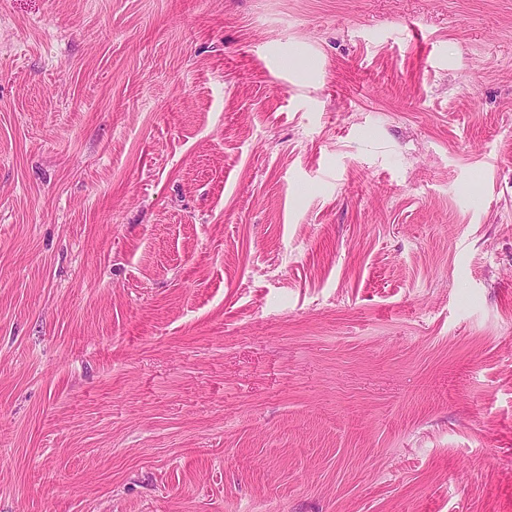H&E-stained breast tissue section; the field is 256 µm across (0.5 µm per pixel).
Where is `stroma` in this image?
<instances>
[{
    "mask_svg": "<svg viewBox=\"0 0 512 512\" xmlns=\"http://www.w3.org/2000/svg\"><path fill=\"white\" fill-rule=\"evenodd\" d=\"M0 512H512V0H0Z\"/></svg>",
    "mask_w": 512,
    "mask_h": 512,
    "instance_id": "1",
    "label": "stroma"
}]
</instances>
